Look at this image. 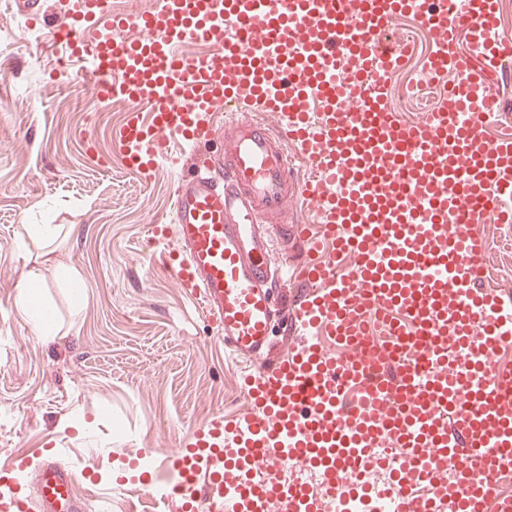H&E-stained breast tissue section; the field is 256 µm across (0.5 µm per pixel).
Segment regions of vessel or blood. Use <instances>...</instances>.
I'll use <instances>...</instances> for the list:
<instances>
[{
	"mask_svg": "<svg viewBox=\"0 0 512 512\" xmlns=\"http://www.w3.org/2000/svg\"><path fill=\"white\" fill-rule=\"evenodd\" d=\"M498 0H157L147 13L110 0H71L52 30L85 62L94 90L134 111L119 133L122 166L150 177L172 139L193 145L182 171L173 236L159 261L214 320L245 365L248 409L214 416L178 448L137 450L151 482L180 512H335L361 463L389 467L397 512H512L495 497L512 460V297L487 288L475 227L512 224V115L491 87L505 78L512 38ZM420 16L435 47L431 76L457 78L435 109L402 121L384 103L407 47L387 33ZM469 37L459 52V33ZM194 41L201 57L178 52ZM152 106L149 122L135 108ZM257 106L276 131L246 122ZM224 115V151L206 150L207 116ZM291 139L289 158L279 147ZM301 161L306 180L293 175ZM312 205L320 227L265 230L288 197ZM306 257L273 267L275 237ZM302 288L288 346L272 354L276 279ZM466 366L453 363L449 345ZM462 476L448 485V464ZM321 464L322 494L283 483L288 465ZM27 473L25 491L14 477ZM75 471L49 450L0 466V512H87Z\"/></svg>",
	"mask_w": 512,
	"mask_h": 512,
	"instance_id": "vessel-or-blood-1",
	"label": "vessel or blood"
}]
</instances>
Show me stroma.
<instances>
[{
  "instance_id": "obj_1",
  "label": "stroma",
  "mask_w": 512,
  "mask_h": 512,
  "mask_svg": "<svg viewBox=\"0 0 512 512\" xmlns=\"http://www.w3.org/2000/svg\"><path fill=\"white\" fill-rule=\"evenodd\" d=\"M0 39V461L52 448L75 470L99 465L103 482L131 478L117 462L130 449L177 447L246 407L241 363L148 245L150 225L171 219L192 151L177 148L150 179L129 175L112 140L126 104L97 98L76 65L52 82L60 47L10 0H0ZM46 222L69 227L51 259L81 283L75 297L46 277L60 327L48 338L17 306L29 262L16 239ZM155 490L89 491L90 512H167Z\"/></svg>"
}]
</instances>
